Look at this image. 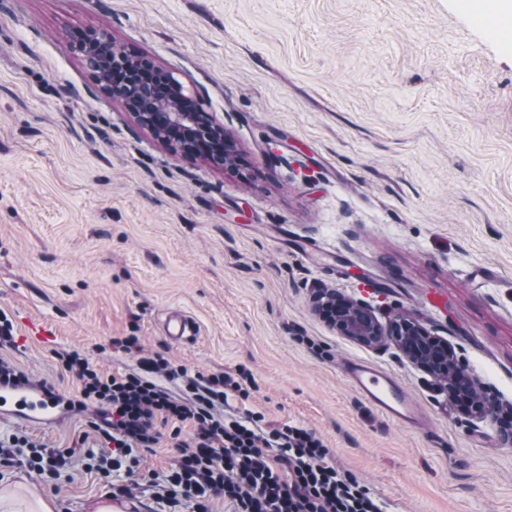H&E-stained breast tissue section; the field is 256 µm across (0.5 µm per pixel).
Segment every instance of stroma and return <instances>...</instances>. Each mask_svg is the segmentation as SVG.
<instances>
[{
	"label": "stroma",
	"instance_id": "stroma-1",
	"mask_svg": "<svg viewBox=\"0 0 512 512\" xmlns=\"http://www.w3.org/2000/svg\"><path fill=\"white\" fill-rule=\"evenodd\" d=\"M94 30L173 74L233 142L236 163L172 154L101 89L75 33ZM335 288L378 319L401 309L512 404V44L462 0H0V312L8 357L78 397L57 358L106 374L138 337L206 375L250 371L273 427L312 429L383 512H512V445L469 419L394 347L314 312ZM197 334L171 343L165 313ZM40 320L54 338L36 341ZM372 361L426 409L392 423L339 365ZM90 413L44 426L0 418V441L97 449ZM55 512L112 496L75 469L51 486L0 460V489Z\"/></svg>",
	"mask_w": 512,
	"mask_h": 512
}]
</instances>
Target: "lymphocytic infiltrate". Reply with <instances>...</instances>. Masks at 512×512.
<instances>
[{"mask_svg": "<svg viewBox=\"0 0 512 512\" xmlns=\"http://www.w3.org/2000/svg\"><path fill=\"white\" fill-rule=\"evenodd\" d=\"M58 358L81 384L78 411L97 406L91 426L103 446L89 454L88 468L113 498H130L131 485L115 482V474L134 473L139 451L155 448L167 426L179 439L162 485L169 512L185 505L210 512L215 497L232 512H382L357 477L329 463L330 450L313 431L272 428L262 413L250 410L225 415L229 396L250 395L254 378L246 370L192 374L155 353L140 355L136 371L115 376L76 350ZM11 445L25 449L24 466L50 480L72 467L74 449L42 448L22 436Z\"/></svg>", "mask_w": 512, "mask_h": 512, "instance_id": "obj_1", "label": "lymphocytic infiltrate"}]
</instances>
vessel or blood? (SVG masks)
<instances>
[{
  "label": "vessel or blood",
  "mask_w": 512,
  "mask_h": 512,
  "mask_svg": "<svg viewBox=\"0 0 512 512\" xmlns=\"http://www.w3.org/2000/svg\"><path fill=\"white\" fill-rule=\"evenodd\" d=\"M165 336L174 343L194 337V323L182 311L169 312ZM340 371L350 386L369 405L403 426L421 429L428 417L408 388L393 374L362 358L343 361ZM59 403L57 395L25 383L0 381V417L31 423H48Z\"/></svg>",
  "instance_id": "vessel-or-blood-1"
}]
</instances>
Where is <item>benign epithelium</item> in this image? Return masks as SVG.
Masks as SVG:
<instances>
[{
    "label": "benign epithelium",
    "instance_id": "obj_1",
    "mask_svg": "<svg viewBox=\"0 0 512 512\" xmlns=\"http://www.w3.org/2000/svg\"><path fill=\"white\" fill-rule=\"evenodd\" d=\"M129 94L148 102V109L136 113L141 125L177 154L188 151L181 141L214 142L224 139V130L209 122L203 112H168L152 85L138 83ZM347 298L332 289H319L313 295L316 311L336 330L354 342L381 349L393 344L401 354L434 382V390L448 396L460 411L472 419L496 417L501 403L475 379L465 358L448 343L429 331L414 315L391 311L381 322L364 304L360 312L347 310Z\"/></svg>",
    "mask_w": 512,
    "mask_h": 512
}]
</instances>
